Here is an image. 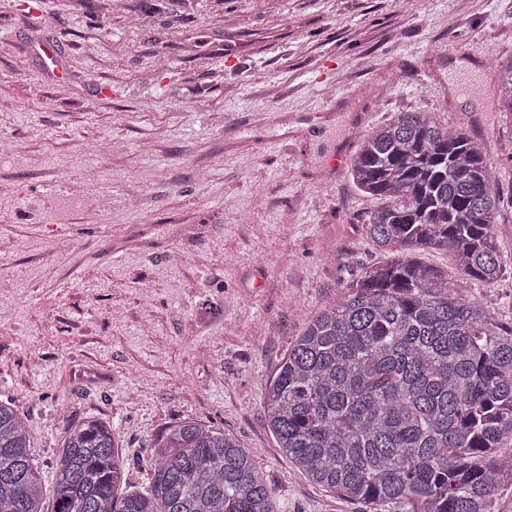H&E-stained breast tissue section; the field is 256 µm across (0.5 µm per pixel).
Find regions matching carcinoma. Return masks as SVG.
Wrapping results in <instances>:
<instances>
[{
  "label": "carcinoma",
  "mask_w": 512,
  "mask_h": 512,
  "mask_svg": "<svg viewBox=\"0 0 512 512\" xmlns=\"http://www.w3.org/2000/svg\"><path fill=\"white\" fill-rule=\"evenodd\" d=\"M512 117V56L493 72ZM349 174L384 201L365 221L372 246L395 255L366 267L343 297L288 347L263 410L282 453L347 500L394 512H497L512 485V324H503L423 260L451 252L472 278L494 282L499 211L512 206L469 134L432 112H398L373 128ZM148 488L127 480L112 425L70 424L53 512H275L249 449L194 420L154 444ZM24 421L0 402V512H43Z\"/></svg>",
  "instance_id": "1"
}]
</instances>
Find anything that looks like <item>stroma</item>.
I'll list each match as a JSON object with an SVG mask.
<instances>
[{
    "instance_id": "35a3bbf8",
    "label": "stroma",
    "mask_w": 512,
    "mask_h": 512,
    "mask_svg": "<svg viewBox=\"0 0 512 512\" xmlns=\"http://www.w3.org/2000/svg\"><path fill=\"white\" fill-rule=\"evenodd\" d=\"M464 51L512 56V0H0V400L45 512L86 417L117 433L133 490L193 419L251 451L276 512H376L310 483L262 399L304 324L386 259L365 233L379 199L325 167L353 113H434L512 188V118L450 93ZM494 234L495 283L424 260L512 322L511 208Z\"/></svg>"
}]
</instances>
